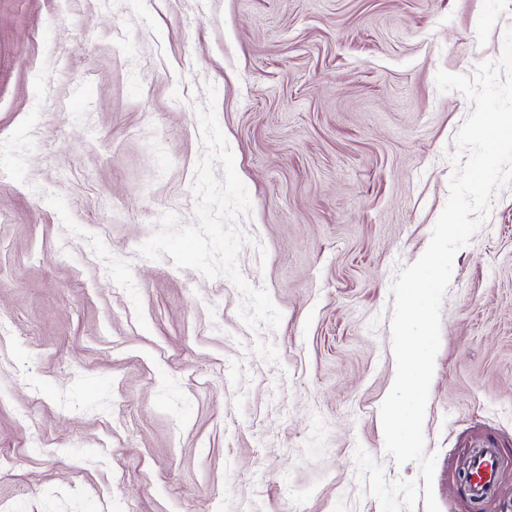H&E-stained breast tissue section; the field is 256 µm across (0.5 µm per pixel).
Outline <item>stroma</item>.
I'll return each instance as SVG.
<instances>
[{
  "label": "stroma",
  "instance_id": "stroma-1",
  "mask_svg": "<svg viewBox=\"0 0 512 512\" xmlns=\"http://www.w3.org/2000/svg\"><path fill=\"white\" fill-rule=\"evenodd\" d=\"M510 27L512 0H0V505L427 512L384 448L390 287L474 109L436 73ZM210 84L275 330L137 252L162 214L196 222ZM423 432L440 512H512V185L454 258ZM497 460L489 448H484L475 453L472 459L471 473L473 480L470 482V473L465 472L462 476L464 482H470V491L476 498L488 494L495 480Z\"/></svg>",
  "mask_w": 512,
  "mask_h": 512
}]
</instances>
